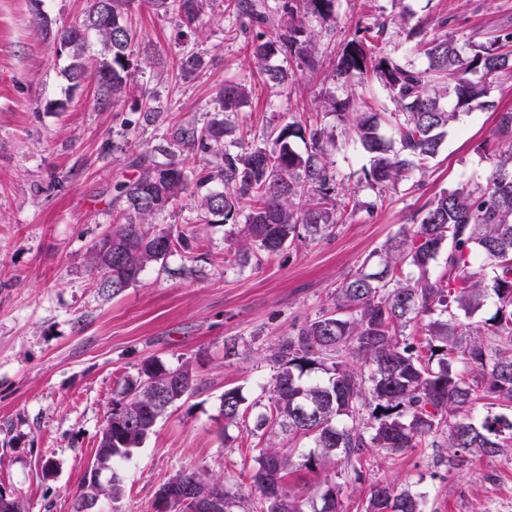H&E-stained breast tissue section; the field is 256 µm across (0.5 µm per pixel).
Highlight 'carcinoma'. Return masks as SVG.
I'll return each instance as SVG.
<instances>
[{
  "mask_svg": "<svg viewBox=\"0 0 512 512\" xmlns=\"http://www.w3.org/2000/svg\"><path fill=\"white\" fill-rule=\"evenodd\" d=\"M135 0H89L82 19L58 32L61 46L73 49L65 69L75 86L92 79L95 106L107 111L136 93L134 46L128 26ZM210 0H148L156 10L173 9L183 27H198ZM238 9L261 25L279 22L284 32L250 44L256 73L266 83L286 88L296 77L293 62L316 71L314 40L304 29L303 11L332 14L334 0H280L272 10L237 0ZM94 33L107 57L89 69L82 54ZM404 42L424 55L428 66L374 53L370 30L348 41L333 62L330 76L351 86L375 79L385 87L396 109L387 113L356 112L353 101L336 104L325 98L320 110L302 123L293 120L249 145L224 144L249 98L242 80H226L208 105L211 117L202 125H177L159 162L133 161L138 175L115 184L121 201L116 226L88 253L90 272L99 286L118 294L147 266L175 252L192 254L202 241L174 226L150 231L153 223L183 194H200L198 206L207 222L236 223L245 216L244 251L249 246L275 252L299 238L328 236L340 215L336 208L334 130L320 115L335 113L351 126L370 154L364 179L372 188L394 190L415 173H423L440 151L459 109L488 94L489 80L512 76V28H502L465 52L454 38L429 36L424 26L403 29ZM175 62L184 77L196 75L202 60L179 54ZM395 131L398 148L387 144L382 122ZM495 134L505 150L486 184H462L436 195L419 224L401 229L364 261L337 289L334 309L324 311L287 337L273 354L276 373L257 428L271 425L294 438L304 437L312 450L301 466L313 471L336 456L360 460L371 448L397 452L413 448L452 450L461 462L473 457L512 453V110L496 113ZM299 139L305 150L293 147ZM212 152L220 162L195 166L196 151ZM445 257V275L429 276ZM494 300L495 311L476 330L466 329L460 315H470ZM428 320L421 339L405 330ZM197 379L184 364L175 369L147 359L137 378L127 381L101 432L96 461L110 467L130 456L149 436L169 404L194 391ZM240 389L224 391V427L244 416ZM484 402L486 413L472 416ZM249 480L261 500L260 512H304V499L287 488L284 477L295 466L292 455L262 449ZM176 482L217 490L221 512H247L241 493L217 485L192 471ZM80 499L105 492L121 494V478L92 488L85 482ZM321 507L315 512H343L341 489L325 481ZM365 512H424L423 496L397 491L390 483L370 489Z\"/></svg>",
  "mask_w": 512,
  "mask_h": 512,
  "instance_id": "carcinoma-1",
  "label": "carcinoma"
}]
</instances>
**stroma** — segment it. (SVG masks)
Listing matches in <instances>:
<instances>
[{
	"label": "stroma",
	"instance_id": "35a3bbf8",
	"mask_svg": "<svg viewBox=\"0 0 512 512\" xmlns=\"http://www.w3.org/2000/svg\"><path fill=\"white\" fill-rule=\"evenodd\" d=\"M236 3L212 0L190 33L175 12L133 7L138 44L151 52L136 78L160 112L148 122L130 99L99 111L92 83L65 78L68 51L37 24L43 17L51 28L70 26L87 0H0V490L19 497L25 512H76L112 400L149 357L168 368L190 365L199 386L168 407L129 459L115 463L121 496H99L90 512H179L158 502L177 474L200 471L246 492L269 442L307 452V440L255 428L274 374L273 349L333 308L343 279L400 226L420 222L435 195L484 183L498 159L493 110L477 108L449 129L425 174L380 195L364 180L369 155L325 115L338 145L336 199L344 214L330 236L274 254L255 246L238 264L243 224L204 223L197 196L188 193L155 227L193 233L204 243L201 257L173 254L119 295L103 291L87 255L112 228L114 184L134 177L130 163L139 154L161 160L173 122L202 125L225 78L249 87L229 140L258 144L273 127L316 111L321 99L341 103L357 93L328 73L359 30L386 24L378 51L423 68L425 57L406 52L399 20L433 35L447 20L462 46L512 26V0H335L332 16L304 19L322 68L299 70L282 91L255 75L247 44L261 30ZM183 52L203 60L198 77L177 71L173 59ZM371 201L377 207L370 212ZM229 388L241 389L247 410L228 429L220 406ZM449 456L445 448H373L354 464L338 457L316 471L295 469L286 483L313 503L317 489L334 481L344 512H364L379 482L422 494L425 512H512V455L459 467L449 466Z\"/></svg>",
	"mask_w": 512,
	"mask_h": 512
}]
</instances>
